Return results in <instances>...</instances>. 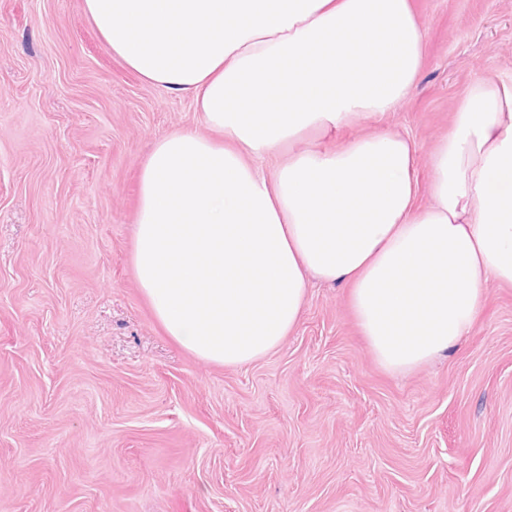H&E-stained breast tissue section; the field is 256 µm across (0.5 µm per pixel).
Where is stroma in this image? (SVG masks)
Instances as JSON below:
<instances>
[{"mask_svg":"<svg viewBox=\"0 0 512 512\" xmlns=\"http://www.w3.org/2000/svg\"><path fill=\"white\" fill-rule=\"evenodd\" d=\"M425 55L379 122L431 152L478 78L512 76V0H413ZM81 0H0V512H512V284L447 355L383 368L347 286L311 283L277 351L225 367L133 271L139 170L201 129Z\"/></svg>","mask_w":512,"mask_h":512,"instance_id":"obj_1","label":"stroma"}]
</instances>
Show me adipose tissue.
I'll return each mask as SVG.
<instances>
[{
    "label": "adipose tissue",
    "mask_w": 512,
    "mask_h": 512,
    "mask_svg": "<svg viewBox=\"0 0 512 512\" xmlns=\"http://www.w3.org/2000/svg\"><path fill=\"white\" fill-rule=\"evenodd\" d=\"M114 55L191 95L204 132L158 139L139 175L132 262L167 336L241 366L297 325L309 280L350 289L379 363L407 372L476 322L483 285L512 284V77H484L432 153L372 130L425 44L412 0H82ZM278 158L272 175L255 159Z\"/></svg>",
    "instance_id": "1"
}]
</instances>
